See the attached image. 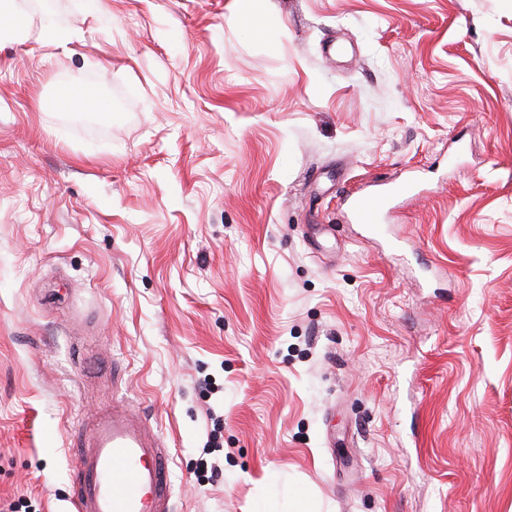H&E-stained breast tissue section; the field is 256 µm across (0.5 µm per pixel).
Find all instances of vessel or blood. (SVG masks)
Listing matches in <instances>:
<instances>
[{
  "label": "vessel or blood",
  "mask_w": 512,
  "mask_h": 512,
  "mask_svg": "<svg viewBox=\"0 0 512 512\" xmlns=\"http://www.w3.org/2000/svg\"><path fill=\"white\" fill-rule=\"evenodd\" d=\"M73 454L74 512H173L169 456L139 412L96 413Z\"/></svg>",
  "instance_id": "1"
}]
</instances>
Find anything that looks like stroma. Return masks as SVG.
I'll list each match as a JSON object with an SVG mask.
<instances>
[{
  "label": "stroma",
  "instance_id": "35a3bbf8",
  "mask_svg": "<svg viewBox=\"0 0 512 512\" xmlns=\"http://www.w3.org/2000/svg\"><path fill=\"white\" fill-rule=\"evenodd\" d=\"M15 3L0 512H72L116 401L174 512H512V0Z\"/></svg>",
  "mask_w": 512,
  "mask_h": 512
}]
</instances>
